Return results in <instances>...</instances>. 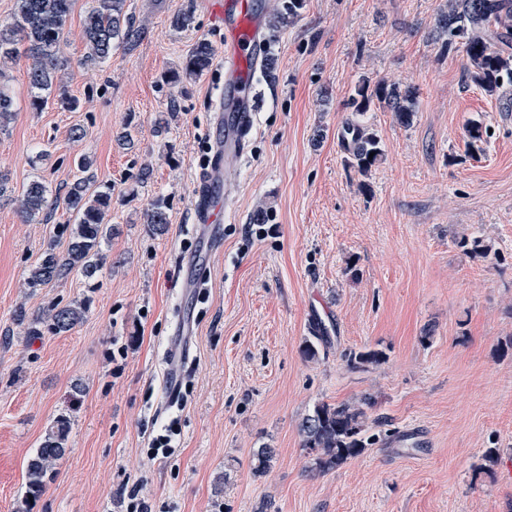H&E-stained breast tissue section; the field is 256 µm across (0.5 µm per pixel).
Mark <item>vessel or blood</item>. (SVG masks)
Instances as JSON below:
<instances>
[{"mask_svg": "<svg viewBox=\"0 0 512 512\" xmlns=\"http://www.w3.org/2000/svg\"><path fill=\"white\" fill-rule=\"evenodd\" d=\"M211 15L224 31V82L234 90L223 102L228 112V132L215 152L209 171L195 186L194 213L197 223L218 224L222 208L224 174L235 169L244 153V140L253 126L252 72L260 63L263 20L253 0H214Z\"/></svg>", "mask_w": 512, "mask_h": 512, "instance_id": "obj_1", "label": "vessel or blood"}]
</instances>
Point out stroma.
I'll return each instance as SVG.
<instances>
[{"label":"stroma","instance_id":"stroma-1","mask_svg":"<svg viewBox=\"0 0 512 512\" xmlns=\"http://www.w3.org/2000/svg\"><path fill=\"white\" fill-rule=\"evenodd\" d=\"M447 0H304L278 26L255 74L254 130L227 186L223 223L201 233L196 176L220 133L224 32L211 0H126L146 25L133 47L83 66L81 22L67 21L63 82L77 111L28 105L25 63L8 85L16 116L0 129V512H17L26 465L58 418L70 421L32 512H512V87L488 94L441 51ZM193 8V23L173 16ZM201 40L210 69L180 73ZM416 93L410 124L353 111L361 80ZM177 109H169V101ZM487 133L467 145L468 121ZM351 121L377 135L367 174L348 163ZM81 127L82 139L70 137ZM131 132V145L118 138ZM114 188L118 232L97 280L30 287L52 228L23 221L30 181L64 194L75 160ZM147 182H139L142 168ZM169 226L144 220L151 200ZM276 234L251 238L257 213ZM84 303L71 331L37 330L54 304ZM333 345L303 353L312 321ZM348 349L380 352L353 367ZM363 404L380 441L329 473L312 466L299 424L319 402ZM176 423L177 452L150 457ZM274 449L270 470L251 456ZM495 449L487 458V449ZM169 207L163 198L155 199L145 214L147 224H151L156 233H164L169 224Z\"/></svg>","mask_w":512,"mask_h":512}]
</instances>
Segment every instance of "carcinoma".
Listing matches in <instances>:
<instances>
[{"mask_svg":"<svg viewBox=\"0 0 512 512\" xmlns=\"http://www.w3.org/2000/svg\"><path fill=\"white\" fill-rule=\"evenodd\" d=\"M74 0H15L12 21L0 23V128L15 117V100L5 83L7 69L24 56L28 60L29 105L40 110L55 96L68 110L80 107L79 99L63 86L61 72L66 64L65 25ZM126 0H90L82 18V36L86 47L83 64L98 66L112 57L116 46L132 47L146 36V27L125 11ZM437 32L447 35L442 43L446 53L462 55L466 76L484 91L495 94L512 87V0H448V11L437 22ZM214 57L213 46L202 40L187 56L183 75L192 77L209 69ZM379 103L393 112L401 124L411 121L416 93L395 83L380 81L376 85L364 80L355 87L351 105L356 112H366ZM342 144L350 155L349 164L365 174L380 160L382 149L369 127L349 123L342 134ZM79 175L67 186L64 203L74 217L68 225L64 255L49 246L32 268L28 284H48L76 272L85 280L95 279L106 263L102 244L112 238L113 225L108 216L112 209V186L95 185L93 161H77ZM19 213L29 221L47 224L53 211L49 188L33 180L17 198ZM169 207L163 198L155 199L145 214L146 223L157 233L167 230ZM83 304L56 306L48 316L50 329L56 333L71 330L83 318ZM312 339L306 341L304 354L314 359L318 345L327 343L324 327H311ZM348 364L356 366L379 359L371 350L344 352ZM365 412L356 404L321 402L299 424L302 447L312 456L315 469L334 470L367 449L364 437ZM69 421L62 417L45 435L26 467V495L22 512H29L31 500L43 492L52 468L67 451ZM274 449L260 448L253 454L256 474L267 472Z\"/></svg>","mask_w":512,"mask_h":512,"instance_id":"obj_1","label":"carcinoma"}]
</instances>
